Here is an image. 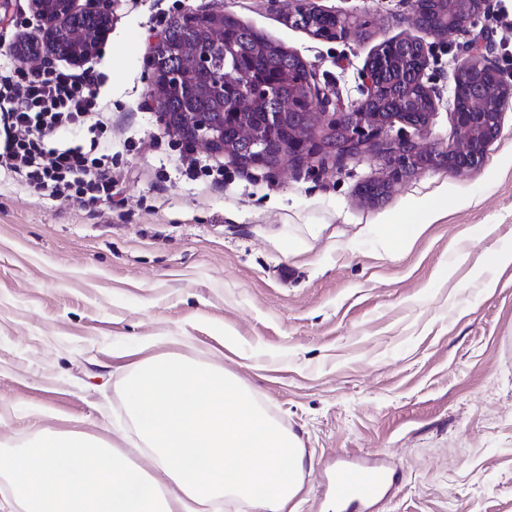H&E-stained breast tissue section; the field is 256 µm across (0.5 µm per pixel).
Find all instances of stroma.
<instances>
[{
	"label": "stroma",
	"mask_w": 512,
	"mask_h": 512,
	"mask_svg": "<svg viewBox=\"0 0 512 512\" xmlns=\"http://www.w3.org/2000/svg\"><path fill=\"white\" fill-rule=\"evenodd\" d=\"M367 21L327 42L268 0H107L111 32L89 59L112 140L114 200L62 199L0 173V451L49 432L99 436L139 460L122 385L172 353L224 368L303 450L294 512H340L321 478L380 450L398 474L372 512H512V103L484 163L429 166L379 203L372 156L335 167L241 168L199 150L217 175L192 176L185 140L151 97L157 15L221 12L304 59L314 93L347 108L384 40H422L438 110L421 147L448 149V81L473 32L424 34L409 0H314ZM0 28V55L45 31ZM483 27L512 80V0ZM444 198L447 217L407 250H384L389 219Z\"/></svg>",
	"instance_id": "obj_1"
}]
</instances>
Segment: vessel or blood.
I'll return each instance as SVG.
<instances>
[{
	"mask_svg": "<svg viewBox=\"0 0 512 512\" xmlns=\"http://www.w3.org/2000/svg\"><path fill=\"white\" fill-rule=\"evenodd\" d=\"M388 478L389 468L380 455H356L337 470L334 485L325 488L324 494L347 512H365L384 492Z\"/></svg>",
	"mask_w": 512,
	"mask_h": 512,
	"instance_id": "b4317fda",
	"label": "vessel or blood"
}]
</instances>
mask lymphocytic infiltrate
<instances>
[{
	"mask_svg": "<svg viewBox=\"0 0 512 512\" xmlns=\"http://www.w3.org/2000/svg\"><path fill=\"white\" fill-rule=\"evenodd\" d=\"M98 83L88 68L0 59V168L27 188H49L60 198L78 195L94 202L111 196V145L95 151L57 142L73 126L103 136Z\"/></svg>",
	"mask_w": 512,
	"mask_h": 512,
	"instance_id": "f902f5d3",
	"label": "lymphocytic infiltrate"
}]
</instances>
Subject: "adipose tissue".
I'll return each instance as SVG.
<instances>
[{
  "label": "adipose tissue",
  "mask_w": 512,
  "mask_h": 512,
  "mask_svg": "<svg viewBox=\"0 0 512 512\" xmlns=\"http://www.w3.org/2000/svg\"><path fill=\"white\" fill-rule=\"evenodd\" d=\"M124 401L150 467L100 438L49 434L0 455L19 512H210L227 499L292 512L298 441L223 369L160 356L132 374Z\"/></svg>",
  "instance_id": "obj_1"
}]
</instances>
